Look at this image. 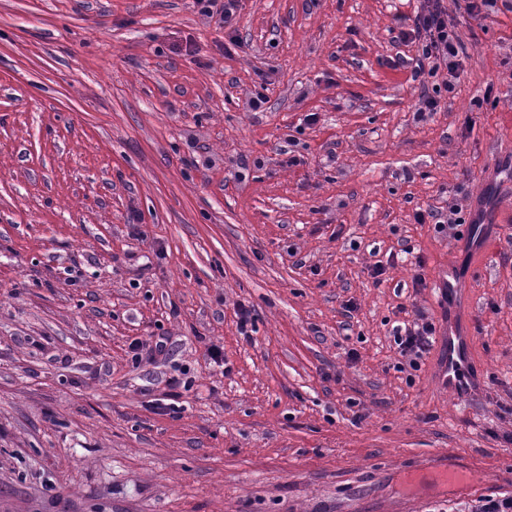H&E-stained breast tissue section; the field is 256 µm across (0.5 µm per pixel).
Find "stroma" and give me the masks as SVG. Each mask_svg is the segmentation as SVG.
I'll return each mask as SVG.
<instances>
[{
	"instance_id": "1",
	"label": "stroma",
	"mask_w": 512,
	"mask_h": 512,
	"mask_svg": "<svg viewBox=\"0 0 512 512\" xmlns=\"http://www.w3.org/2000/svg\"><path fill=\"white\" fill-rule=\"evenodd\" d=\"M445 5L451 92L421 0H0V512L512 494V11ZM424 318L471 335L464 393L401 354ZM421 11L417 12L408 25V31L402 32L404 38L417 46L416 68L436 76L440 70L448 72V91L464 71L463 58L459 52L460 38L453 26L448 25V11L444 0H423Z\"/></svg>"
}]
</instances>
